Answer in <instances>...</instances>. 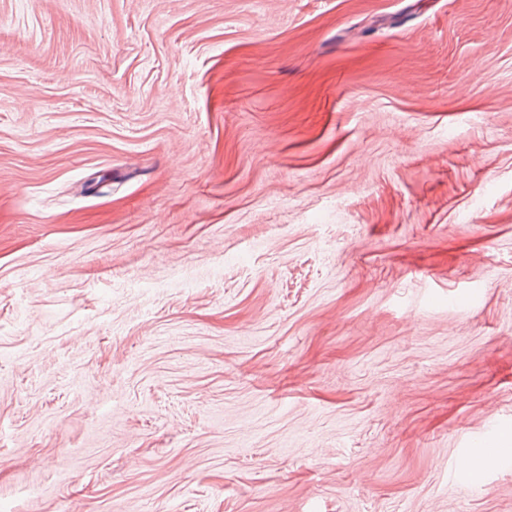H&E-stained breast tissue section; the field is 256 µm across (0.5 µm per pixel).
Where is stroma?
Instances as JSON below:
<instances>
[{"instance_id":"stroma-1","label":"stroma","mask_w":512,"mask_h":512,"mask_svg":"<svg viewBox=\"0 0 512 512\" xmlns=\"http://www.w3.org/2000/svg\"><path fill=\"white\" fill-rule=\"evenodd\" d=\"M0 512H512V0H0ZM484 439L483 448H478V452L468 459L470 470H480L490 463H495L499 459V448L492 440V433L487 432L482 435Z\"/></svg>"}]
</instances>
